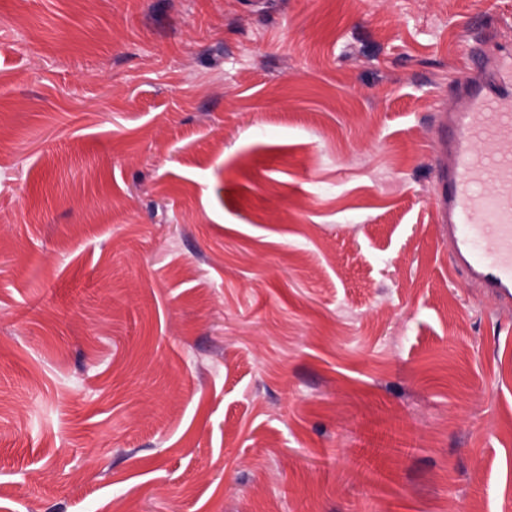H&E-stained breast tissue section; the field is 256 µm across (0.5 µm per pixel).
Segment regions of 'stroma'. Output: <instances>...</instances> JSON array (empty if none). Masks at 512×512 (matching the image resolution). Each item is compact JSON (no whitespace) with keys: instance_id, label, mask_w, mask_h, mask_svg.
<instances>
[{"instance_id":"35a3bbf8","label":"stroma","mask_w":512,"mask_h":512,"mask_svg":"<svg viewBox=\"0 0 512 512\" xmlns=\"http://www.w3.org/2000/svg\"><path fill=\"white\" fill-rule=\"evenodd\" d=\"M478 45L512 0H0V512H512ZM511 58L471 50L440 136L437 217L453 268L512 307ZM510 77L508 78V74Z\"/></svg>"}]
</instances>
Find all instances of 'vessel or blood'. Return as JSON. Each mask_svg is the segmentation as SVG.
Masks as SVG:
<instances>
[{"mask_svg":"<svg viewBox=\"0 0 512 512\" xmlns=\"http://www.w3.org/2000/svg\"><path fill=\"white\" fill-rule=\"evenodd\" d=\"M440 136L437 217L453 268L512 307V59L471 51Z\"/></svg>","mask_w":512,"mask_h":512,"instance_id":"vessel-or-blood-1","label":"vessel or blood"}]
</instances>
